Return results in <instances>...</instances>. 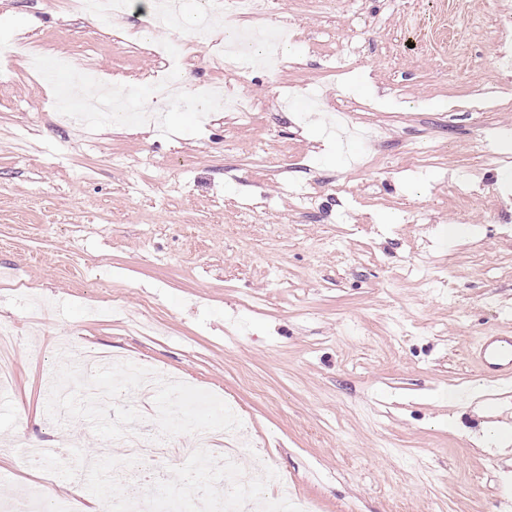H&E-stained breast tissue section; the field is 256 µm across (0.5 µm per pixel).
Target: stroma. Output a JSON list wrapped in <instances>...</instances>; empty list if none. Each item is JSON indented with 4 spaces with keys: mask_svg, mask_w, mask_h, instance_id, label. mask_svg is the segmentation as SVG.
I'll return each instance as SVG.
<instances>
[{
    "mask_svg": "<svg viewBox=\"0 0 512 512\" xmlns=\"http://www.w3.org/2000/svg\"><path fill=\"white\" fill-rule=\"evenodd\" d=\"M269 20L298 32L286 66L240 79L181 26L187 70L237 87L254 122L200 119L193 95L158 125L92 129L37 109L6 38L40 45L52 93L73 67L145 109L160 60L64 0H0V326L19 336L0 485L38 486L33 447L122 456V404L56 410L69 347L190 380L141 408L173 410L179 437L238 404L237 480L269 463L315 512H512V382L470 358L512 331V106H481L512 97L492 74L512 0H271ZM338 110L367 143L331 132ZM114 297L124 313L92 316Z\"/></svg>",
    "mask_w": 512,
    "mask_h": 512,
    "instance_id": "stroma-1",
    "label": "stroma"
}]
</instances>
